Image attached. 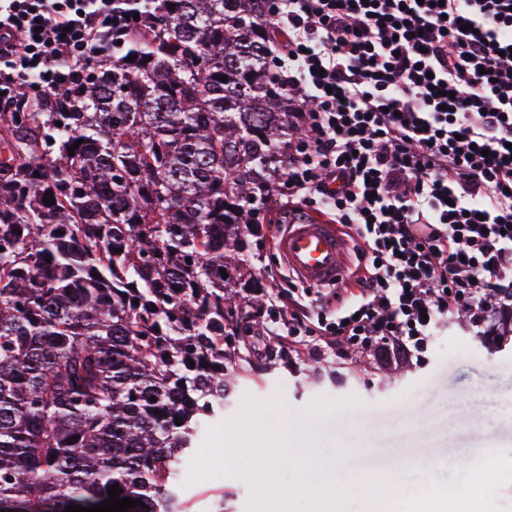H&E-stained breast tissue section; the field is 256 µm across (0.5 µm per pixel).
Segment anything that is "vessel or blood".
<instances>
[{
    "mask_svg": "<svg viewBox=\"0 0 512 512\" xmlns=\"http://www.w3.org/2000/svg\"><path fill=\"white\" fill-rule=\"evenodd\" d=\"M274 246L289 273L306 286L336 284L345 276L351 242L327 217L309 214L288 222Z\"/></svg>",
    "mask_w": 512,
    "mask_h": 512,
    "instance_id": "1",
    "label": "vessel or blood"
}]
</instances>
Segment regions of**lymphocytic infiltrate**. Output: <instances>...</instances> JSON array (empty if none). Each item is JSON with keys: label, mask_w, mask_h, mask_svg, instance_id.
I'll return each mask as SVG.
<instances>
[{"label": "lymphocytic infiltrate", "mask_w": 512, "mask_h": 512, "mask_svg": "<svg viewBox=\"0 0 512 512\" xmlns=\"http://www.w3.org/2000/svg\"><path fill=\"white\" fill-rule=\"evenodd\" d=\"M129 0H0V112L46 97L130 28ZM304 128L272 194L330 216L357 264L261 309L257 336L390 372L448 323L512 313V0H267ZM36 84H29V77Z\"/></svg>", "instance_id": "1"}]
</instances>
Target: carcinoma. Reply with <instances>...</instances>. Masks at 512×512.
<instances>
[{
	"mask_svg": "<svg viewBox=\"0 0 512 512\" xmlns=\"http://www.w3.org/2000/svg\"><path fill=\"white\" fill-rule=\"evenodd\" d=\"M140 10L120 57L0 112V512L98 506L116 483L145 504L128 512H184L176 465L247 350L220 269L256 286L237 242L273 220L302 130L261 0Z\"/></svg>",
	"mask_w": 512,
	"mask_h": 512,
	"instance_id": "cac0c4a2",
	"label": "carcinoma"
}]
</instances>
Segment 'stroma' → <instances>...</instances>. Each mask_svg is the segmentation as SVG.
Segmentation results:
<instances>
[{
	"label": "stroma",
	"mask_w": 512,
	"mask_h": 512,
	"mask_svg": "<svg viewBox=\"0 0 512 512\" xmlns=\"http://www.w3.org/2000/svg\"><path fill=\"white\" fill-rule=\"evenodd\" d=\"M228 380L223 414L205 424L178 470L186 512H381L387 478L413 463L430 469L409 473L403 489L429 482L453 500L469 478L447 462L473 469L493 457L501 472L478 512H512V335L487 341L451 323L419 363L393 373L350 349L318 362L250 354ZM233 428L239 451L228 466L219 454ZM279 436L304 456L280 470L287 494L275 498L256 471Z\"/></svg>",
	"instance_id": "1"
}]
</instances>
